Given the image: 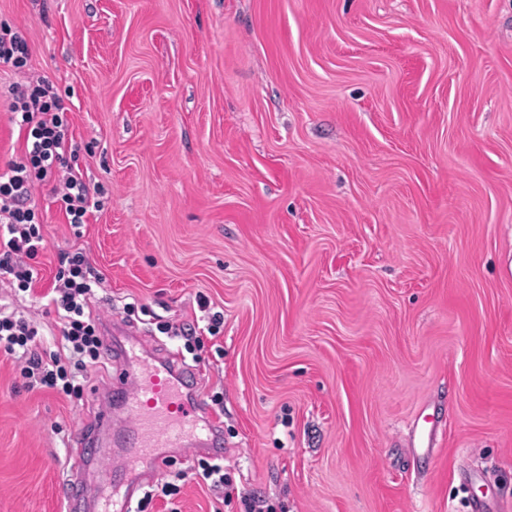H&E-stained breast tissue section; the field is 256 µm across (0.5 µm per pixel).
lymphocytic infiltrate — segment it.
<instances>
[{
  "mask_svg": "<svg viewBox=\"0 0 512 512\" xmlns=\"http://www.w3.org/2000/svg\"><path fill=\"white\" fill-rule=\"evenodd\" d=\"M9 112L23 138V151L0 170V278L31 290L39 277L34 261L44 247L41 220L31 204L36 188L52 185L68 224L88 221L90 183L75 170L79 149L68 134V108L44 77L9 87ZM48 306L62 322V349L46 354L36 322L0 310V347L17 357L27 387L41 386L72 396L83 390L79 375L102 364L98 321L89 307L100 282L85 254H61Z\"/></svg>",
  "mask_w": 512,
  "mask_h": 512,
  "instance_id": "lymphocytic-infiltrate-1",
  "label": "lymphocytic infiltrate"
}]
</instances>
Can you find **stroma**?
Wrapping results in <instances>:
<instances>
[{
    "label": "stroma",
    "mask_w": 512,
    "mask_h": 512,
    "mask_svg": "<svg viewBox=\"0 0 512 512\" xmlns=\"http://www.w3.org/2000/svg\"><path fill=\"white\" fill-rule=\"evenodd\" d=\"M100 187L74 235L32 197L41 295L82 249L101 324L200 367L230 484L197 458L146 512H471L512 503V0H0ZM202 346L160 324L207 328ZM82 399L0 349V512H63Z\"/></svg>",
    "instance_id": "obj_1"
}]
</instances>
